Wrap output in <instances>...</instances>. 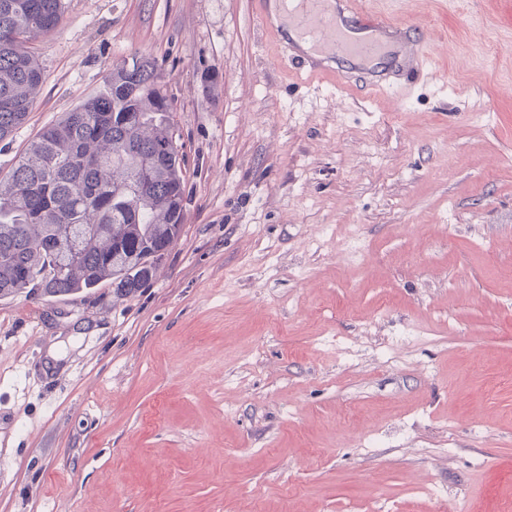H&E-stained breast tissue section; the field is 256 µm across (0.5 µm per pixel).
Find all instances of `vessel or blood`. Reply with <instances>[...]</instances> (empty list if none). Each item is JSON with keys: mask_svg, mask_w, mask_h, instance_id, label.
Here are the masks:
<instances>
[{"mask_svg": "<svg viewBox=\"0 0 512 512\" xmlns=\"http://www.w3.org/2000/svg\"><path fill=\"white\" fill-rule=\"evenodd\" d=\"M287 17L278 29L279 57L310 79L372 95L409 92L428 73V33L396 24L369 0H277Z\"/></svg>", "mask_w": 512, "mask_h": 512, "instance_id": "1", "label": "vessel or blood"}]
</instances>
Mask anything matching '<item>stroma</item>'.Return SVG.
Segmentation results:
<instances>
[{"label":"stroma","instance_id":"35a3bbf8","mask_svg":"<svg viewBox=\"0 0 512 512\" xmlns=\"http://www.w3.org/2000/svg\"><path fill=\"white\" fill-rule=\"evenodd\" d=\"M432 80L280 63L254 0H64L8 170L155 63L184 156L151 282L0 301V512H512V0H389Z\"/></svg>","mask_w":512,"mask_h":512}]
</instances>
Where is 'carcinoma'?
<instances>
[{
  "instance_id": "carcinoma-1",
  "label": "carcinoma",
  "mask_w": 512,
  "mask_h": 512,
  "mask_svg": "<svg viewBox=\"0 0 512 512\" xmlns=\"http://www.w3.org/2000/svg\"><path fill=\"white\" fill-rule=\"evenodd\" d=\"M62 16V0H0V141L26 121L41 90L24 44ZM171 112L154 63L125 60L104 93L42 128L0 171V299L107 283L128 295L152 279L183 223Z\"/></svg>"
}]
</instances>
